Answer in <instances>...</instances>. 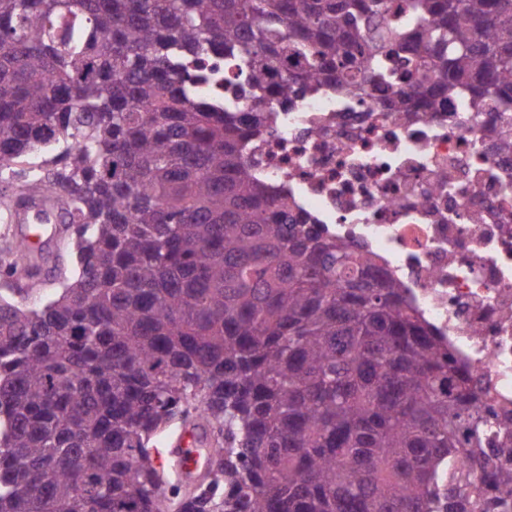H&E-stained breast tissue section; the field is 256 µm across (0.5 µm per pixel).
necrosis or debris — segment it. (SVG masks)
Here are the masks:
<instances>
[{"mask_svg":"<svg viewBox=\"0 0 512 512\" xmlns=\"http://www.w3.org/2000/svg\"><path fill=\"white\" fill-rule=\"evenodd\" d=\"M390 86L313 84L247 139L255 179L320 236L366 250L471 373L512 458V114L464 95L388 112Z\"/></svg>","mask_w":512,"mask_h":512,"instance_id":"1","label":"necrosis or debris"}]
</instances>
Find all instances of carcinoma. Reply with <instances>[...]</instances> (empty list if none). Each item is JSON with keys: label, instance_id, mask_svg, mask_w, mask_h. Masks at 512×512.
I'll return each mask as SVG.
<instances>
[{"label": "carcinoma", "instance_id": "1", "mask_svg": "<svg viewBox=\"0 0 512 512\" xmlns=\"http://www.w3.org/2000/svg\"><path fill=\"white\" fill-rule=\"evenodd\" d=\"M424 79L512 111V0H0V205L61 195L76 273L0 298V512H170L171 417L214 479L181 512H512L468 371L373 258L324 240L242 154L321 81ZM24 242L0 271L30 266Z\"/></svg>", "mask_w": 512, "mask_h": 512}]
</instances>
